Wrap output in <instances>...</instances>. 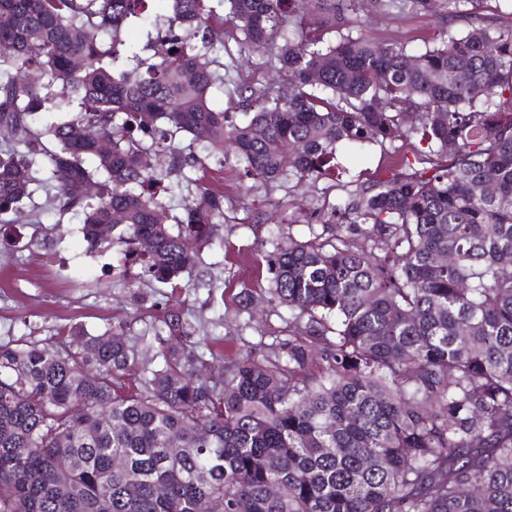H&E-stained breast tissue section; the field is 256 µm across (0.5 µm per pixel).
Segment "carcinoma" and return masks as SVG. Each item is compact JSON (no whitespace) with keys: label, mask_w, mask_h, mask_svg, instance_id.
<instances>
[{"label":"carcinoma","mask_w":512,"mask_h":512,"mask_svg":"<svg viewBox=\"0 0 512 512\" xmlns=\"http://www.w3.org/2000/svg\"><path fill=\"white\" fill-rule=\"evenodd\" d=\"M165 2L0 0L1 224L55 182L91 249L169 283L192 273L186 240L211 248L224 223V189L184 173L197 146L265 186L334 178L342 143L416 136L426 168L274 243L269 300L304 326L217 377L171 347L132 388L139 339L110 330L0 345V512H512V0ZM390 10L448 26L422 51L362 32ZM226 23L290 85L235 87L242 123L209 103L235 67ZM49 104L78 110L43 124ZM178 194L174 232L157 217ZM160 322L187 336L177 307Z\"/></svg>","instance_id":"obj_1"}]
</instances>
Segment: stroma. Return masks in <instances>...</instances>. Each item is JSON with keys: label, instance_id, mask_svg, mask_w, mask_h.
Returning a JSON list of instances; mask_svg holds the SVG:
<instances>
[{"label": "stroma", "instance_id": "obj_1", "mask_svg": "<svg viewBox=\"0 0 512 512\" xmlns=\"http://www.w3.org/2000/svg\"><path fill=\"white\" fill-rule=\"evenodd\" d=\"M441 27L437 16L425 11L392 12L373 16L367 33L376 41L418 50L431 44ZM231 77L256 90L288 86L287 76L262 54L241 59ZM416 146V141L399 140L360 151L340 147L342 175L330 188L322 182L298 187L290 180L254 188L239 168L207 158L210 176L224 186V224L217 230L224 244L202 249L190 287L178 290L124 270L119 251H88L79 216L45 211L47 193L39 191V223L22 224L21 237L0 240V343L51 344L72 331L100 334L120 325L125 335L143 337L141 358L150 361L172 343L168 330L156 325L175 299L190 333V351H210L230 361L257 349L260 341L288 337L299 322L287 309L270 306L266 294L265 256L273 241L311 239L321 227L308 224V210L326 208L344 196L347 186L389 178L414 159Z\"/></svg>", "mask_w": 512, "mask_h": 512}]
</instances>
